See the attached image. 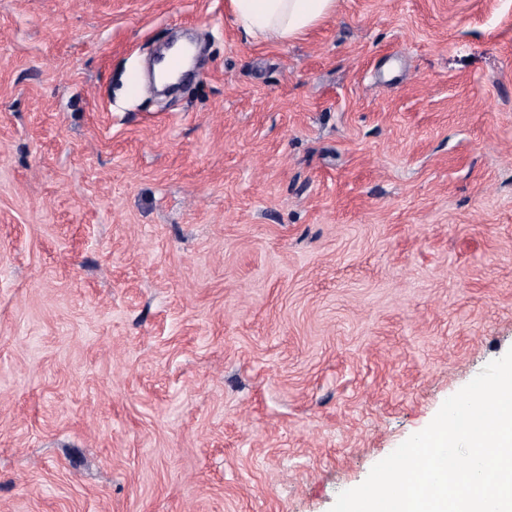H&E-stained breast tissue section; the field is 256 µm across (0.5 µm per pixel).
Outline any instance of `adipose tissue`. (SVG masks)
Returning a JSON list of instances; mask_svg holds the SVG:
<instances>
[{
    "label": "adipose tissue",
    "mask_w": 512,
    "mask_h": 512,
    "mask_svg": "<svg viewBox=\"0 0 512 512\" xmlns=\"http://www.w3.org/2000/svg\"><path fill=\"white\" fill-rule=\"evenodd\" d=\"M338 0H228L236 27L252 39H303L336 11Z\"/></svg>",
    "instance_id": "1"
}]
</instances>
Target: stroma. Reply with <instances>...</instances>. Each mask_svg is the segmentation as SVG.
<instances>
[{"label":"stroma","instance_id":"obj_1","mask_svg":"<svg viewBox=\"0 0 512 512\" xmlns=\"http://www.w3.org/2000/svg\"><path fill=\"white\" fill-rule=\"evenodd\" d=\"M511 349L512 0H0V512H330ZM338 0H228L236 27L248 38L280 43L303 39L336 11ZM179 49L187 50L188 57L186 59V62L184 63L183 67L181 68V70L179 72H177L175 74H168L165 71V62H166L167 58L174 51L179 50ZM192 55H193V49L191 47H189L188 45H185V44H176V45H174L173 48H171L170 50L166 51L164 53V56H165L164 61L162 63H160V64H155V66H154L155 82L158 85V87L160 88V85H165L166 83L175 82L176 78L182 72L186 71L189 68Z\"/></svg>","mask_w":512,"mask_h":512}]
</instances>
